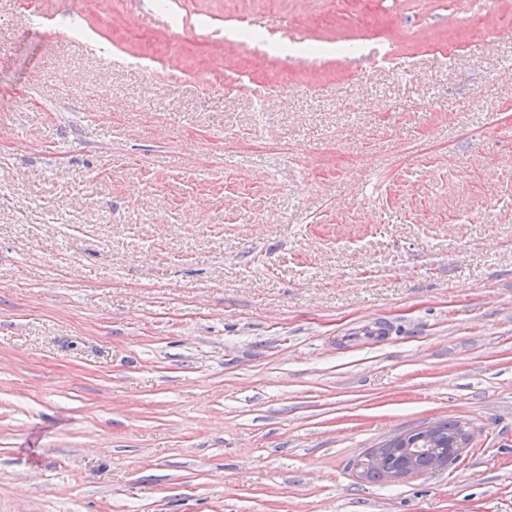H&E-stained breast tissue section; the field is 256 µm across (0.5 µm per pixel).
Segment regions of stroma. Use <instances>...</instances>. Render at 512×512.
<instances>
[{"mask_svg": "<svg viewBox=\"0 0 512 512\" xmlns=\"http://www.w3.org/2000/svg\"><path fill=\"white\" fill-rule=\"evenodd\" d=\"M0 512H512V0H0ZM258 31L260 36L256 39L250 40L254 45H264L271 39L270 32L265 29L257 28L248 19H242L231 28L230 30L224 31V40L227 42L243 41L245 33L249 31ZM465 428L466 426L457 420L443 421L436 426L433 435L429 439L419 441L414 447L413 444L408 445L406 443L404 435L402 434L383 445L381 448L372 449L367 453V457L373 458L377 456L382 449L389 447H392V449L404 447L402 449L407 452L412 451L413 448H420L415 452L414 469L418 473H423L427 471L436 450L452 454V442L457 435L465 431ZM465 449L466 448H460L458 455H451V457L440 456L434 459L429 471L450 469L458 462Z\"/></svg>", "mask_w": 512, "mask_h": 512, "instance_id": "35a3bbf8", "label": "stroma"}]
</instances>
